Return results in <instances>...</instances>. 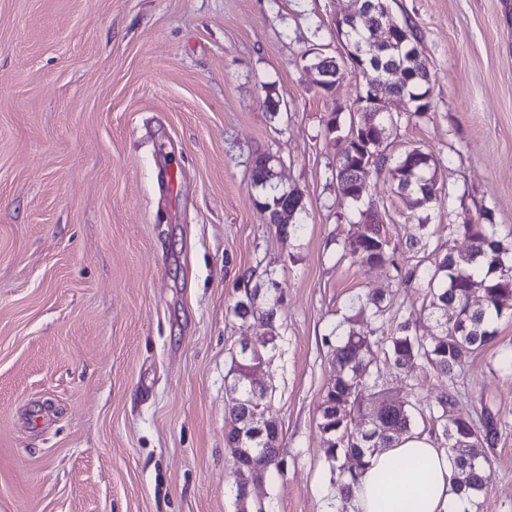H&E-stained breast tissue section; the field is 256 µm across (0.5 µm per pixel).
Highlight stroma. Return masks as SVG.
<instances>
[{
	"label": "stroma",
	"instance_id": "obj_1",
	"mask_svg": "<svg viewBox=\"0 0 512 512\" xmlns=\"http://www.w3.org/2000/svg\"><path fill=\"white\" fill-rule=\"evenodd\" d=\"M350 0H0V512H238L225 440L231 353L266 331L234 317L239 273L283 290L273 386L283 470L252 488L266 512H331L318 428L336 374L325 340L358 295L420 289L390 266L338 260L354 213L337 206L344 140L326 130L363 79L320 90ZM435 76L432 106L386 134L440 159L434 240L490 209L512 234V0H393ZM280 157L308 211L279 235L251 171ZM392 241L418 236L390 173L371 177ZM453 379L415 370L422 402L455 382L460 410H498L473 512H512V300Z\"/></svg>",
	"mask_w": 512,
	"mask_h": 512
}]
</instances>
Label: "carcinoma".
Masks as SVG:
<instances>
[{"label":"carcinoma","mask_w":512,"mask_h":512,"mask_svg":"<svg viewBox=\"0 0 512 512\" xmlns=\"http://www.w3.org/2000/svg\"><path fill=\"white\" fill-rule=\"evenodd\" d=\"M374 9L359 11L347 22V38L352 45L365 44L379 24V3ZM401 69L404 76L400 90L411 99L432 95L433 76L425 60L409 62L390 51L366 56L363 64H355L366 81L387 75L390 69ZM419 110L393 114L369 115L355 112L349 124L340 121V112L332 113L327 131L342 132L346 140L343 153L336 160V182L349 178L358 157L367 155L365 174L389 169L399 181L410 184L408 208L427 209L434 199L438 160L419 147L394 156L374 155L365 151L362 128L382 134L386 127L403 119L421 118ZM253 186L258 190L256 206L270 219L273 209L289 208L292 221L280 224L279 233L288 237L301 234L306 224L307 209L303 195L276 182V175L257 158L252 172ZM360 221L351 223L345 236L336 240L339 259L369 267L389 265L402 285L425 290L422 311L436 315L437 333L418 334L417 320L395 306L392 298L376 292L357 297L356 313L338 324L331 345L336 376L327 387L320 406L319 429L326 457L335 463L336 494L341 502L351 499L353 489L368 464V459L382 448H394L400 440L414 434L417 420H430L448 441L454 466L455 490L477 497L485 487L477 466L488 463L487 449L497 446L501 428L499 412L482 407L478 419L458 413L459 398L453 386L454 371L466 360L483 350L495 337L494 324L503 315V299L512 298V240L500 237L488 209L480 212L474 224H450L448 233L459 234L469 242L464 253H455L446 245L429 248L420 239L405 244V251L416 258L408 265L398 260L399 245L391 243L379 214L359 210ZM253 272L244 270L237 278L235 317L258 320L275 326L277 306L281 299L279 282L267 278L269 287L251 285ZM278 334H273L260 349L249 355L232 356L231 398L227 407V443L233 461L241 459L243 449L259 452L260 471L247 475L235 467L233 482L241 512H260L262 504L246 495L247 480L261 479L272 470L281 471L277 447L280 440L276 426L259 430L249 425L258 406L268 407L273 391L255 399L251 376L260 367H269L278 349ZM413 368L429 370L448 379V388L440 390L434 400L422 404L417 384L411 380L389 388L378 380L390 371L408 374ZM370 413L371 423L362 430L352 427L355 417Z\"/></svg>","instance_id":"1"}]
</instances>
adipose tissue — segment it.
Segmentation results:
<instances>
[{"instance_id": "obj_1", "label": "adipose tissue", "mask_w": 512, "mask_h": 512, "mask_svg": "<svg viewBox=\"0 0 512 512\" xmlns=\"http://www.w3.org/2000/svg\"><path fill=\"white\" fill-rule=\"evenodd\" d=\"M448 452L425 436L375 453L359 479L352 512H472L453 488Z\"/></svg>"}]
</instances>
